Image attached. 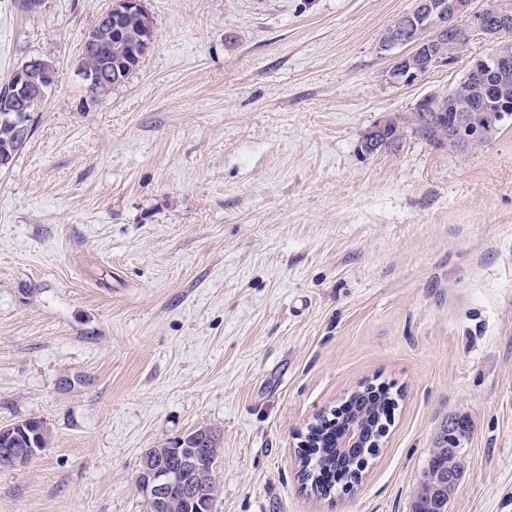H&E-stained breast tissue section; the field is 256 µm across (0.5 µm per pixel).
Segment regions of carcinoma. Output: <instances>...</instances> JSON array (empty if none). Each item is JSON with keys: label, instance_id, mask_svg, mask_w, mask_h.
Masks as SVG:
<instances>
[{"label": "carcinoma", "instance_id": "1", "mask_svg": "<svg viewBox=\"0 0 512 512\" xmlns=\"http://www.w3.org/2000/svg\"><path fill=\"white\" fill-rule=\"evenodd\" d=\"M93 41L81 53V73L85 80L86 93L92 98L109 94L112 88L122 84L149 55L156 42L154 26L146 25L142 15H131L115 29L109 20H99L92 27ZM502 85L506 92L490 96L485 92L488 85ZM512 114V70L485 72L469 66L466 75L453 87V94L446 96L429 95L422 98L413 112L405 116L386 118V139L373 152L396 151L407 133L424 140L435 150L444 149L443 138L453 131L459 138L471 145L483 143L490 135V117L499 122ZM24 147L16 125L8 116L0 115V152H18ZM50 442L48 428L39 420L16 431L7 441H0V468L4 467L7 449L26 451L30 448H47ZM318 448L300 449L303 477L315 496L331 494L332 487L322 484L318 471L336 466V443L319 427ZM454 447L448 437V425H443L438 436V446L431 450L418 484L412 512H448V496L453 489L444 485L448 467L460 466L459 457L451 453ZM220 455L216 439L209 431H197L186 440L176 438L172 447L156 451L141 460L140 468L170 470L178 466V456L199 452ZM372 451L366 449L355 454H345L346 475L357 483L362 468L358 463H367L366 456ZM181 483L171 487L163 512H196L192 494L195 489L215 500L216 487L212 475L188 471L180 477Z\"/></svg>", "mask_w": 512, "mask_h": 512}]
</instances>
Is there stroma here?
<instances>
[{"label":"stroma","mask_w":512,"mask_h":512,"mask_svg":"<svg viewBox=\"0 0 512 512\" xmlns=\"http://www.w3.org/2000/svg\"><path fill=\"white\" fill-rule=\"evenodd\" d=\"M111 0H0V85L60 79L0 171V512H146L147 449L212 431L213 512H412L442 424L473 423L448 512H512V116L464 151L365 133L493 45L403 82L381 39L416 0H145L157 40L84 91ZM367 380L395 400L363 481L318 499L297 446ZM25 424V428L21 431L17 430L16 435L10 438L7 441H3V437L1 436L0 441V468L6 467L4 461L6 458L4 457L5 453H9V450L5 448H16V451H27L28 448H43L40 454L44 452L50 442V436L48 428L44 425V422L40 419L36 424L31 422L30 426L27 427ZM38 438V441H37Z\"/></svg>","instance_id":"stroma-1"}]
</instances>
